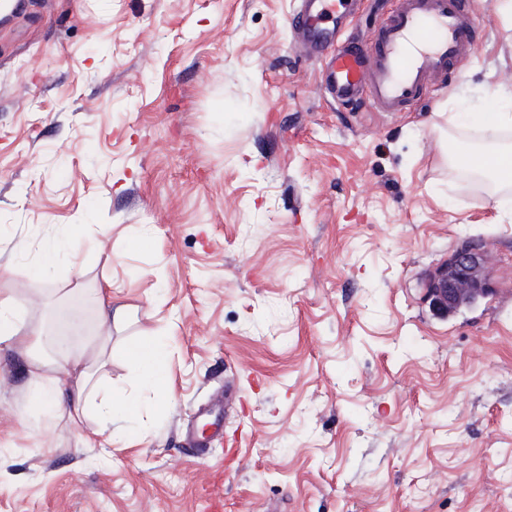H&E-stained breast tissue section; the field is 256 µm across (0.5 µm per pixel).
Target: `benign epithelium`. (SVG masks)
<instances>
[{"label": "benign epithelium", "instance_id": "7a95c632", "mask_svg": "<svg viewBox=\"0 0 512 512\" xmlns=\"http://www.w3.org/2000/svg\"><path fill=\"white\" fill-rule=\"evenodd\" d=\"M489 252L465 244L448 255L426 278L425 299L430 308L448 314L465 303L476 305L495 292L489 270Z\"/></svg>", "mask_w": 512, "mask_h": 512}]
</instances>
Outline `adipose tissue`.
Here are the masks:
<instances>
[{"label": "adipose tissue", "instance_id": "1", "mask_svg": "<svg viewBox=\"0 0 512 512\" xmlns=\"http://www.w3.org/2000/svg\"><path fill=\"white\" fill-rule=\"evenodd\" d=\"M486 126L483 145L472 148V157L460 161L456 141L448 143V163L465 177L476 176L497 186L512 184V147L499 144L503 133L512 130V113L504 111L499 100L489 101L484 114ZM82 232L76 224L65 225L63 243L46 244L32 268L35 278L43 279L67 263L74 277H82L83 268L76 254L61 258L62 245L72 244ZM7 272H0V344L15 349L26 360L30 376L40 384L34 398L48 419L68 417L72 423L95 421L94 433L82 434V441L103 436L108 424L116 420L139 419L148 403L130 400L104 384L112 363L113 329L123 327L131 316L127 305L113 306L112 285L80 289L82 305L66 317L68 334H50L43 321L31 319L30 301L15 289L5 287ZM122 349L147 377L158 399L170 392L169 350L161 340L150 336H127Z\"/></svg>", "mask_w": 512, "mask_h": 512}]
</instances>
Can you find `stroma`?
Segmentation results:
<instances>
[{"mask_svg": "<svg viewBox=\"0 0 512 512\" xmlns=\"http://www.w3.org/2000/svg\"><path fill=\"white\" fill-rule=\"evenodd\" d=\"M299 2L21 0L0 26V268L49 302L112 279L172 382L86 444L0 344V512H512V187L443 156L512 90V22L470 0L475 54L385 112L321 93ZM66 224L82 280L33 278ZM467 242L497 291L436 314L425 278Z\"/></svg>", "mask_w": 512, "mask_h": 512, "instance_id": "35a3bbf8", "label": "stroma"}]
</instances>
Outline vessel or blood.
<instances>
[{"instance_id": "b4317fda", "label": "vessel or blood", "mask_w": 512, "mask_h": 512, "mask_svg": "<svg viewBox=\"0 0 512 512\" xmlns=\"http://www.w3.org/2000/svg\"><path fill=\"white\" fill-rule=\"evenodd\" d=\"M354 0H302L292 24L302 47L322 65L325 92L338 101L370 96L385 112H400L437 75L467 58L477 45L462 0H398L370 46H338Z\"/></svg>"}]
</instances>
